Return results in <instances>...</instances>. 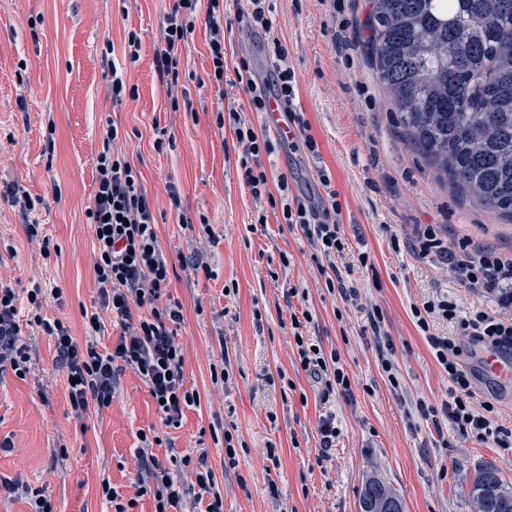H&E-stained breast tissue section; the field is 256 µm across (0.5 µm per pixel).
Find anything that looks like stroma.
<instances>
[{"instance_id": "obj_1", "label": "stroma", "mask_w": 512, "mask_h": 512, "mask_svg": "<svg viewBox=\"0 0 512 512\" xmlns=\"http://www.w3.org/2000/svg\"><path fill=\"white\" fill-rule=\"evenodd\" d=\"M175 0H0V280L24 291L32 283L62 288L44 318L85 339L82 309L100 306L94 277V159L107 124L140 171L169 264L168 292L182 306L176 340L184 347L185 387L198 404L180 423L164 425L149 388L121 371L109 408L83 421L71 413L55 345L37 326L22 330L32 367L26 377L0 370V476L42 489L55 512H107L103 483L120 502L134 496L140 474L139 433L157 432L152 453L182 477L184 507L200 493L193 476L207 464L217 478L224 512H360L371 477L401 497L405 512H473L466 480L494 464L512 481V450L453 430L446 416L422 417L417 403L441 407L447 373L415 325L411 305L449 300L464 308L499 311L494 294L461 285L447 256L420 257L417 225H433L445 243L461 238L480 248L512 253V222L439 180L413 144L400 114L376 80L368 49L371 0H344L341 20L350 51L338 53L324 0H271L273 31L297 71V110L308 122L318 155L276 142L274 176H287L292 194L315 191L328 171L342 204L341 228L350 243L339 261L343 289L328 292L330 266L316 259L303 234L288 231L280 211L253 198L241 176V151L230 130H219L221 108L247 114L241 86H198L210 66L207 0L182 51L176 90L191 106L169 108L167 85L154 68L163 20ZM135 31L140 58L129 62L125 37ZM227 64L247 57L267 77L264 33L224 35ZM119 67L135 98L114 103L111 69ZM165 136L156 150L157 136ZM34 208L13 206L14 190ZM266 223H256L258 212ZM211 224L204 234L200 219ZM37 224L48 241L42 257L25 227ZM369 257L360 265L358 254ZM208 273L193 270L195 262ZM309 312L306 336L336 352L351 393L325 392L302 370L291 314ZM380 317L372 330L370 314ZM478 399L512 430V384L485 378L468 338H461ZM391 355L394 377L381 358ZM225 363L227 384L213 383L211 365ZM333 419L337 435L322 449L319 422ZM239 436L234 469L224 467V431ZM274 456H267V447ZM189 465H182V458Z\"/></svg>"}]
</instances>
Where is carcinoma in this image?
I'll list each match as a JSON object with an SVG mask.
<instances>
[{
	"instance_id": "1",
	"label": "carcinoma",
	"mask_w": 512,
	"mask_h": 512,
	"mask_svg": "<svg viewBox=\"0 0 512 512\" xmlns=\"http://www.w3.org/2000/svg\"><path fill=\"white\" fill-rule=\"evenodd\" d=\"M376 74L437 173L512 220V0H372ZM473 512H512V482L485 464L469 478ZM361 512H405L369 479Z\"/></svg>"
}]
</instances>
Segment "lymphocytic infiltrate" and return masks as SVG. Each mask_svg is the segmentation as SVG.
Listing matches in <instances>:
<instances>
[{
    "label": "lymphocytic infiltrate",
    "instance_id": "1",
    "mask_svg": "<svg viewBox=\"0 0 512 512\" xmlns=\"http://www.w3.org/2000/svg\"><path fill=\"white\" fill-rule=\"evenodd\" d=\"M221 0H209L207 20L210 27L211 65L199 84H223L224 24ZM198 0H176L164 18L163 46L154 58L159 77L178 74L181 50L194 26ZM273 63L270 80L247 79L250 111L265 112L269 98L278 99L287 107L288 122L296 132L293 147L309 155H317L318 143L309 132V125L293 108L298 95V76L288 61L280 40H273ZM229 128L242 149L241 167L244 180L255 198L279 201L281 215L288 230H299L314 250L325 259L345 257L349 241L342 234L338 217L341 203L331 187L328 172H320L323 197L289 196L288 179L280 177L270 184L262 163L263 156L272 155L270 137L258 134L249 120L237 109L228 111ZM119 138L116 126H108L105 145L99 152L95 169L97 187L94 203L87 216L93 229L97 257L94 273L103 309L109 310L122 328L117 345L110 351L98 348L97 338L105 325L99 313L84 314L86 339L77 342L69 326L61 320L35 316L34 322L55 340L60 367L69 381L67 386L71 411L76 420H83L90 409L101 410L112 403L117 377L122 369L137 373L148 385L157 401V411L164 425L177 424L186 407L194 405L196 394L184 387L183 347L176 340V326L182 319L181 305L166 297L169 265L163 255L156 232L157 222L151 208L140 172L128 160L112 153L111 143ZM421 256L447 254L448 264L457 279L471 288H485L502 294L512 291V256L494 251H473L468 239L457 242L455 250H446L434 228L417 231ZM18 294L8 283L0 282V367L10 366L19 376H26L32 357L21 345L22 325L18 318ZM412 316L419 331L426 335L433 356L447 372L450 381L448 399L443 410L449 421L463 435L481 441H493L496 447H512V431L495 423L493 411L486 404L474 401L472 377L460 360L457 337L432 334L434 317H442L457 326V336L470 337L479 347L512 350V320L484 309L459 314L455 304L441 300L428 301L413 307ZM293 338L301 368L326 390H351V380L341 367L337 354H326L323 348L303 335L299 318H292ZM139 465L145 473L138 480L136 492L116 512H130L139 498L152 496L155 512H170L182 501L184 488L169 469L161 467L148 448L137 451Z\"/></svg>",
    "mask_w": 512,
    "mask_h": 512
}]
</instances>
